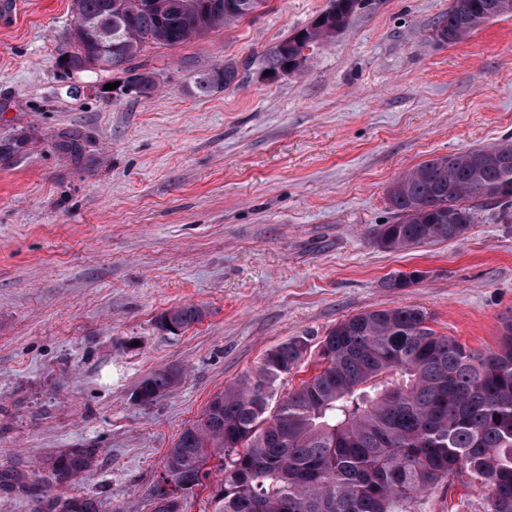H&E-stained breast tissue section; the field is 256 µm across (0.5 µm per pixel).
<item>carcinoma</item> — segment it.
<instances>
[{"label": "carcinoma", "mask_w": 512, "mask_h": 512, "mask_svg": "<svg viewBox=\"0 0 512 512\" xmlns=\"http://www.w3.org/2000/svg\"><path fill=\"white\" fill-rule=\"evenodd\" d=\"M269 0H73L70 51L63 74L82 72L93 57L99 69L123 74L121 89L145 96L153 72L137 60L150 45H178L230 27ZM503 0H452L435 35L458 43L481 25L512 11ZM349 21L311 24L261 55V69L304 70L315 50ZM112 33L101 48L99 35ZM239 64L226 61L197 78L201 93L239 82ZM506 151L498 166L480 157ZM387 198L396 221L375 236L386 249L461 237L481 207L512 208V143L429 159L395 180ZM422 272H400L384 286L410 288ZM206 311L186 304L162 312L170 332L201 322ZM308 340L296 336L266 350L253 372L207 402L167 449L161 480L182 494L222 475L213 512H409L414 499L441 480L467 474L486 512H512V318L501 322L498 347L475 351L428 326L416 307L367 310L345 318L319 343L318 372L283 397L278 381L305 359ZM162 367L133 395L150 405L181 380ZM96 448H70L54 457L55 482L89 470ZM36 512H98L90 497H56Z\"/></svg>", "instance_id": "carcinoma-1"}]
</instances>
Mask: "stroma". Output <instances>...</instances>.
Returning <instances> with one entry per match:
<instances>
[{
  "label": "stroma",
  "instance_id": "35a3bbf8",
  "mask_svg": "<svg viewBox=\"0 0 512 512\" xmlns=\"http://www.w3.org/2000/svg\"><path fill=\"white\" fill-rule=\"evenodd\" d=\"M0 12V512L84 495L150 512L163 461L209 398L294 336L317 345L343 318L415 306L437 334L484 350L512 317V217L486 207L463 237L378 246L387 189L436 155L512 139V15L453 45L432 35L451 0H374L304 71L259 67L208 95L197 75L261 53L332 0L260 13L139 58L148 97L116 74L63 76L72 0ZM415 269L410 288L385 278ZM206 311L176 335L156 318ZM182 380L149 406L137 384ZM92 446L93 468L55 485L50 459ZM412 512H485L452 476ZM179 369L162 367L143 378L133 392V397L141 396L140 405H150L165 396L181 380Z\"/></svg>",
  "mask_w": 512,
  "mask_h": 512
}]
</instances>
